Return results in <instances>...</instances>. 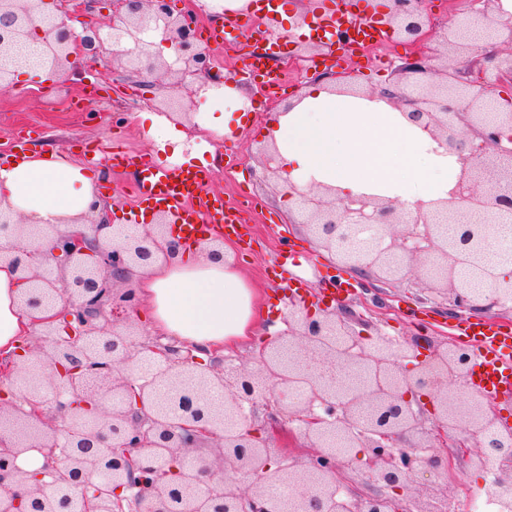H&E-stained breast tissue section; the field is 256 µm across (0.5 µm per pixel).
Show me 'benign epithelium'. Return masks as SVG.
<instances>
[{"mask_svg":"<svg viewBox=\"0 0 512 512\" xmlns=\"http://www.w3.org/2000/svg\"><path fill=\"white\" fill-rule=\"evenodd\" d=\"M69 2L0 0V43L28 37L29 19L49 10L54 21L37 36L52 74L82 81L110 60L141 87H154L160 75L162 90L189 99L232 81L198 44L193 13L174 14L171 0H85L90 9L111 6L107 23ZM481 3L476 21L512 51V19L496 17L498 0ZM386 15L380 24L415 41L427 22L421 0H387ZM79 17L78 32L71 21ZM151 32L161 33L174 60L151 51ZM440 41L437 55L406 57L378 93L459 156L458 207L435 203L413 216L393 200L345 203L311 191L289 196L288 212L363 290L391 281L438 291L448 318L470 319L512 309V274L490 276L478 295L459 277L466 262L484 275L479 256L494 248L500 218L512 216V110L486 112L493 93L479 80L485 57L468 27L450 23ZM456 49L466 50V64L450 55ZM24 65L0 64V87L16 84ZM257 163L278 178L271 145L259 148ZM107 218L58 236L62 266L50 280L39 272V250L15 245L34 243L41 228L0 206V257L29 284L21 306L67 307L39 319L44 328L15 368L25 386L0 401V512H275L274 487L293 494L292 512H442L415 492L414 478L445 475L457 462L492 470L480 493L512 502V428L484 393L461 391L467 346L426 333L382 343L347 305L313 311L294 303L287 328L248 362L203 359L128 319L139 305L131 279L163 250L172 213H157L137 236L106 239L99 231ZM348 366L376 380L352 387L341 380ZM299 377L304 396L296 394ZM157 382L174 390L181 417L151 402ZM214 390L224 401L202 410ZM329 431L346 447L330 446ZM295 438L312 448L304 460L288 449ZM32 450L43 457L36 471L18 464ZM354 465L362 487L343 498L341 473Z\"/></svg>","mask_w":512,"mask_h":512,"instance_id":"obj_1","label":"benign epithelium"}]
</instances>
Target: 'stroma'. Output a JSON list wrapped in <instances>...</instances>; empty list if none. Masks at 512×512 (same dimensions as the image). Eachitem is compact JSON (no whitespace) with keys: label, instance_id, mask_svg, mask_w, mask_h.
I'll return each mask as SVG.
<instances>
[{"label":"stroma","instance_id":"obj_1","mask_svg":"<svg viewBox=\"0 0 512 512\" xmlns=\"http://www.w3.org/2000/svg\"><path fill=\"white\" fill-rule=\"evenodd\" d=\"M269 33L283 37L287 54L304 55L302 65L291 70L286 63L276 62V70L287 71L289 79L272 96L261 92L260 81L250 80V87L259 92L262 109L245 128L224 140L205 142L199 139L197 130L186 128V140L178 156L158 150L146 127L129 120L127 113L113 110L114 101L135 91L132 77L121 68H104L80 84L36 77L0 90V159L20 146L29 152L59 153L82 163L87 162L89 154H96L100 165L109 169L98 190L111 204L116 223L124 218L135 197L131 172L111 167L115 148L148 155L168 167L181 165L191 155H201L209 173L208 192L231 202L244 199L252 205L239 233L225 236L224 241L232 246L236 262L258 292L259 328L263 331L277 325L287 312L292 289L328 287L336 274L332 256L316 246L303 225L287 222V206L279 200L275 186L253 172L273 106H287L291 97L327 69L351 73L363 88L379 87L410 53L409 45L397 34L389 35L387 42L378 47L355 53L340 50L321 57L310 49L306 37L282 34L276 25ZM289 254L296 257L292 272L280 274L278 262ZM381 293L383 306L364 310L363 315L383 332L403 336L421 326L443 329L442 313L435 304L418 303L416 288L391 284L382 286ZM482 478L481 472L460 466L447 477L425 472L418 474L416 481L422 487L444 491L453 512H470Z\"/></svg>","mask_w":512,"mask_h":512}]
</instances>
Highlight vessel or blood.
I'll use <instances>...</instances> for the list:
<instances>
[{"mask_svg": "<svg viewBox=\"0 0 512 512\" xmlns=\"http://www.w3.org/2000/svg\"><path fill=\"white\" fill-rule=\"evenodd\" d=\"M348 27L372 42L387 40L386 31L370 26L357 13L345 16ZM120 164L134 167L136 201L146 211L176 209L178 229L190 244L215 230L236 231L241 217L222 196L202 193L204 171L194 167H165L141 156H119ZM461 337L473 350V387L496 395L512 389V333L479 322L459 325Z\"/></svg>", "mask_w": 512, "mask_h": 512, "instance_id": "obj_1", "label": "vessel or blood"}]
</instances>
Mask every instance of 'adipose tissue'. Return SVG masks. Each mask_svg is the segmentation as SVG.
<instances>
[{
    "label": "adipose tissue",
    "mask_w": 512,
    "mask_h": 512,
    "mask_svg": "<svg viewBox=\"0 0 512 512\" xmlns=\"http://www.w3.org/2000/svg\"><path fill=\"white\" fill-rule=\"evenodd\" d=\"M236 86L224 89V110L201 129L223 138L236 113L253 111ZM270 125L280 167V191L331 189L337 199H389L408 212L434 202L455 207L462 178L457 155L448 152L386 99L346 86L316 83L292 98ZM103 169L56 155L32 152L0 163V204L25 223L44 229L36 246L52 254L59 232L84 216H99L97 184ZM27 288L8 262H0V356L12 357L35 335L19 299ZM139 305L131 316L152 334L172 336L195 349H227L256 334L257 293L237 267L232 247L213 261L206 248L177 244L172 258L138 270Z\"/></svg>",
    "instance_id": "1"
}]
</instances>
